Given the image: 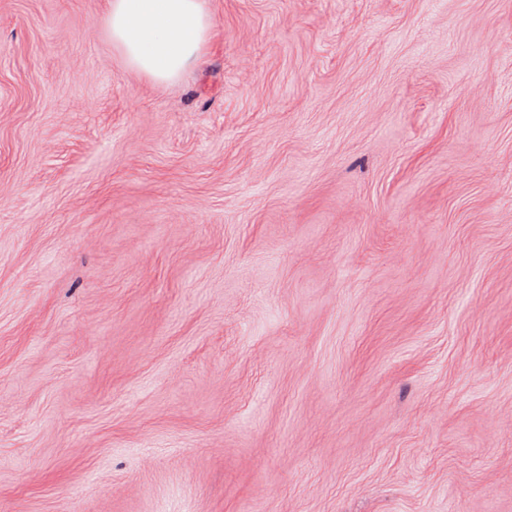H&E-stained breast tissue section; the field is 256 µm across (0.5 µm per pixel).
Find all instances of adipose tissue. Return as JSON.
Masks as SVG:
<instances>
[{"label":"adipose tissue","mask_w":512,"mask_h":512,"mask_svg":"<svg viewBox=\"0 0 512 512\" xmlns=\"http://www.w3.org/2000/svg\"><path fill=\"white\" fill-rule=\"evenodd\" d=\"M105 13L128 67L158 82L195 65L210 38L208 0H106Z\"/></svg>","instance_id":"ef3b65f1"}]
</instances>
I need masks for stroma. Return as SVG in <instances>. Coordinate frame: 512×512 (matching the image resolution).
I'll return each mask as SVG.
<instances>
[{
    "mask_svg": "<svg viewBox=\"0 0 512 512\" xmlns=\"http://www.w3.org/2000/svg\"><path fill=\"white\" fill-rule=\"evenodd\" d=\"M209 6L0 0V512H512V0ZM208 0H106L109 36L132 70L168 82L195 65L209 41Z\"/></svg>",
    "mask_w": 512,
    "mask_h": 512,
    "instance_id": "1",
    "label": "stroma"
}]
</instances>
